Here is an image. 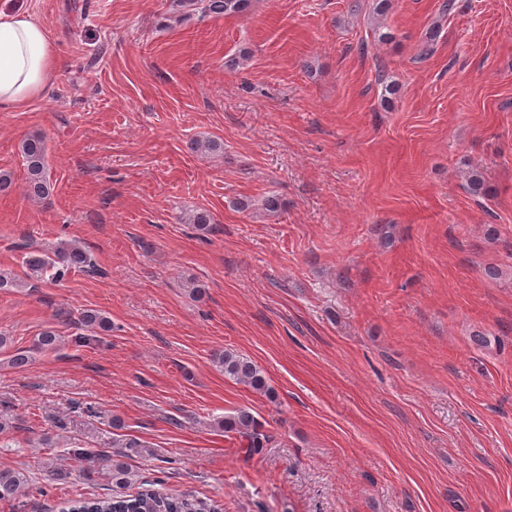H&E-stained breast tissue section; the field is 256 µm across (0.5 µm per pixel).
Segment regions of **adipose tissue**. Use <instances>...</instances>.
<instances>
[{"instance_id": "obj_1", "label": "adipose tissue", "mask_w": 512, "mask_h": 512, "mask_svg": "<svg viewBox=\"0 0 512 512\" xmlns=\"http://www.w3.org/2000/svg\"><path fill=\"white\" fill-rule=\"evenodd\" d=\"M48 32L27 14L0 8V110L19 109L38 97L57 68Z\"/></svg>"}]
</instances>
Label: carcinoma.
Segmentation results:
<instances>
[{
    "instance_id": "obj_1",
    "label": "carcinoma",
    "mask_w": 512,
    "mask_h": 512,
    "mask_svg": "<svg viewBox=\"0 0 512 512\" xmlns=\"http://www.w3.org/2000/svg\"><path fill=\"white\" fill-rule=\"evenodd\" d=\"M201 5V12L213 16L239 15L246 11L249 0H175V7ZM26 172L27 194L37 200L50 199L54 187L47 169V148L40 135L25 138L19 145ZM469 191L477 196L491 193L480 172L468 173ZM18 248L25 251L26 276L30 281H61L71 272L96 274L99 272L94 254L84 245L62 243L53 252L45 253L24 242ZM82 323L100 332L112 331V321L101 312L89 309L82 314ZM61 336L52 327L44 329L38 336L35 346L42 352H55L59 349ZM212 363L220 368L224 377L244 384L253 391L271 396L267 377L263 370L251 359L231 350L215 352ZM213 427L226 433L240 434L247 440L248 451L257 454L266 447L267 436L259 430L255 417L246 409L235 414L214 419ZM69 458L79 465L95 469V463L106 467V476L111 485V493L105 496L90 497L77 494L67 500L63 512H218V506H206L195 499L183 495L169 494L151 487L137 485L131 468L122 460L124 453L116 452L110 457L94 448H70ZM28 478L16 468L0 466V501H11L25 492Z\"/></svg>"
}]
</instances>
